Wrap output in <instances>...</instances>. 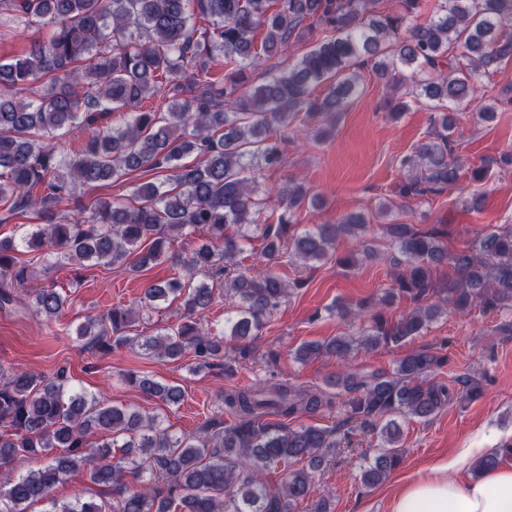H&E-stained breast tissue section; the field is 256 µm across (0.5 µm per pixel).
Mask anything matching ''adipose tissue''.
<instances>
[{
	"mask_svg": "<svg viewBox=\"0 0 512 512\" xmlns=\"http://www.w3.org/2000/svg\"><path fill=\"white\" fill-rule=\"evenodd\" d=\"M485 454L482 448L459 449L429 477L398 488L388 512H512V466L471 473Z\"/></svg>",
	"mask_w": 512,
	"mask_h": 512,
	"instance_id": "ef3b65f1",
	"label": "adipose tissue"
}]
</instances>
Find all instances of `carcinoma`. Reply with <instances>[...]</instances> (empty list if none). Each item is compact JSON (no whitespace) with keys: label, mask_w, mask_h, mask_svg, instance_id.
<instances>
[{"label":"carcinoma","mask_w":512,"mask_h":512,"mask_svg":"<svg viewBox=\"0 0 512 512\" xmlns=\"http://www.w3.org/2000/svg\"><path fill=\"white\" fill-rule=\"evenodd\" d=\"M420 0H0L7 27L47 26L45 40L8 61L0 59V205L15 216L36 209L39 223L22 232L21 244L44 250L42 262L96 261L131 265L172 261L173 276L146 288L152 309L174 299L183 322L154 335L130 336L133 311L113 307L77 329L84 347L98 354L122 348L178 360L190 355L189 371L236 363L256 352L265 324L305 281L276 273L284 259L326 263L342 238L355 241L340 263L353 267L358 253H374L361 214L337 224L293 223L295 209L313 201L302 182L290 179L276 193L277 223L262 219L267 199L256 173L284 166L278 133L299 120V132L314 141L332 135L356 92L359 71L373 74L396 92L390 115L424 100L431 131L401 161L405 170L392 191L406 201L439 195L461 179L455 154L456 107L470 102L480 76L512 58V0H436L428 19L412 20ZM208 22L197 32L194 17ZM262 31L261 41L256 32ZM314 45L288 68L248 83L247 72L287 53L300 41ZM215 65L224 80L203 79ZM330 83L327 94L312 96ZM38 85V95L19 92ZM160 96L164 112L143 108ZM123 117L112 125V114ZM70 136L67 147L53 139ZM193 160L186 161V158ZM136 171L165 179L138 185L129 199L97 198L77 203L66 219L58 206L75 198L77 186L118 182ZM200 233L206 243L183 257L169 253L176 237ZM397 287L378 303L406 298L413 307L394 320L364 303L329 308L352 320L353 331L300 344L295 360L319 356L346 359L358 349L399 343L419 334L441 311L467 313L512 309V224L476 235L448 254V231L388 224ZM260 270L242 266L248 249ZM15 240H0V309L56 321L68 296L33 288L37 269L16 253ZM444 266L452 275L442 281ZM202 280H196V277ZM224 289L232 312L224 331L202 322ZM447 360L428 352L402 358L392 375L347 373L337 392L286 379L224 392L233 417H212L196 434L173 435L157 418L142 419L103 397L73 387L65 370L39 374L0 364V512H26L48 501L51 512H293L315 493V472L343 447L334 428L271 425L282 418L336 409L367 426L388 414L427 418L449 406L454 392L437 379ZM145 397L176 406L178 386L128 373ZM99 435L103 443L92 441ZM380 449L360 467L371 487L400 464V426H380ZM59 454L37 470L16 475L20 458ZM298 468H290L297 462ZM279 465V483L266 479ZM79 472L103 488L100 499L59 503L53 488Z\"/></svg>","instance_id":"carcinoma-1"}]
</instances>
